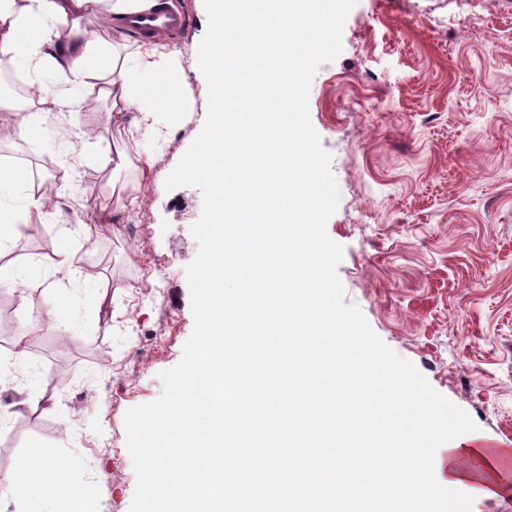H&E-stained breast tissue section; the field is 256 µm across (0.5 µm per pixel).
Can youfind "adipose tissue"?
Instances as JSON below:
<instances>
[{"instance_id":"1","label":"adipose tissue","mask_w":512,"mask_h":512,"mask_svg":"<svg viewBox=\"0 0 512 512\" xmlns=\"http://www.w3.org/2000/svg\"><path fill=\"white\" fill-rule=\"evenodd\" d=\"M160 5L161 0H0V48L28 67L31 90L24 106L0 96V141L32 140L38 131L67 119L75 140L62 144L59 152L67 167H75V141L91 137L80 117L82 92L89 80L105 74L112 99L108 120L120 124L130 109L140 117L122 145L102 152L97 164L114 170L128 165L141 139L156 134V114L183 111L192 95L178 64L164 61L162 44L136 39L128 26L131 18ZM76 189L68 177L51 190L37 191L25 172L1 171L0 255L19 225L27 223L30 210L44 215L59 211ZM477 477L493 490L496 472L489 452L470 446L449 449V484ZM0 479L17 498L54 499L65 512H85L86 500L96 492L66 466L37 456H17Z\"/></svg>"}]
</instances>
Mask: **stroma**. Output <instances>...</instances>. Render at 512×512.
<instances>
[{
	"mask_svg": "<svg viewBox=\"0 0 512 512\" xmlns=\"http://www.w3.org/2000/svg\"><path fill=\"white\" fill-rule=\"evenodd\" d=\"M174 3L188 28L169 51L194 95L185 112L157 114L165 139L145 145L151 169L97 166L118 132L92 82L81 119L94 134L77 147L81 191L53 218L30 212L32 231L7 257L15 284L0 288V474L26 451L67 464L101 487L88 512H129L136 475L124 415L161 394L159 374L180 361L194 326L186 268L202 194L165 180L206 118L195 60L207 15L204 0ZM308 108L340 191L326 230L343 248L346 303L471 417L476 429L460 442L512 449V0H357ZM68 129L61 122L0 148V165L33 167L54 185ZM116 181L127 200L113 199ZM65 247L99 271L98 287L59 273L52 294H32L29 281L50 273ZM54 303L70 309L65 330L28 336L16 361L29 307ZM35 398L54 412L32 411ZM461 490L471 512H512V474L500 473L492 495L477 481Z\"/></svg>",
	"mask_w": 512,
	"mask_h": 512,
	"instance_id": "stroma-1",
	"label": "stroma"
}]
</instances>
